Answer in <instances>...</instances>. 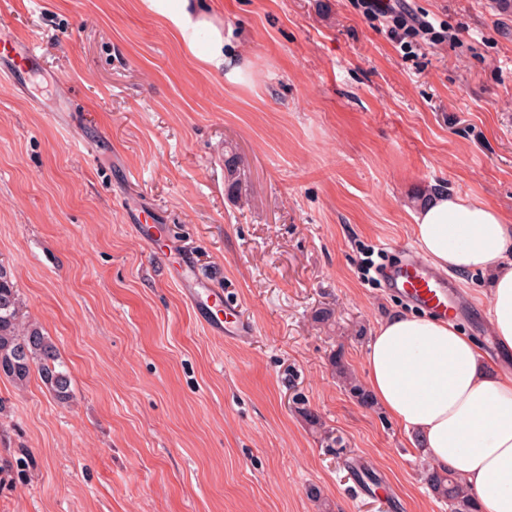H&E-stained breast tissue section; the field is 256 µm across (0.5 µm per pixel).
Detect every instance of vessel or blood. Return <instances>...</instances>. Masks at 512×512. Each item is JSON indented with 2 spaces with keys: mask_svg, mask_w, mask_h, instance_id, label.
<instances>
[{
  "mask_svg": "<svg viewBox=\"0 0 512 512\" xmlns=\"http://www.w3.org/2000/svg\"><path fill=\"white\" fill-rule=\"evenodd\" d=\"M1 64L7 66L18 80L29 72L40 70L42 66L41 58L34 48L8 35H0ZM181 259L179 285L183 297L196 310H210L214 290L207 282L196 277L197 258L194 252L182 251ZM380 276L389 292L438 319L447 318L461 302L460 294L451 288L448 277L424 265L410 248L405 249L402 261L383 268ZM207 328L227 341L237 339L251 330L248 322L235 317L208 322Z\"/></svg>",
  "mask_w": 512,
  "mask_h": 512,
  "instance_id": "obj_1",
  "label": "vessel or blood"
}]
</instances>
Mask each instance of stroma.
<instances>
[{"label": "stroma", "mask_w": 512, "mask_h": 512, "mask_svg": "<svg viewBox=\"0 0 512 512\" xmlns=\"http://www.w3.org/2000/svg\"><path fill=\"white\" fill-rule=\"evenodd\" d=\"M359 2L201 0L248 64L233 84L141 0H0L43 61L25 90L0 78V265L70 377L63 400L0 377V512H448L418 440L330 358L365 379L379 321L409 311L360 268L415 246L419 196L512 217V0H404L447 32L410 45ZM172 238L251 334L206 330ZM449 279L511 373L487 277Z\"/></svg>", "instance_id": "35a3bbf8"}]
</instances>
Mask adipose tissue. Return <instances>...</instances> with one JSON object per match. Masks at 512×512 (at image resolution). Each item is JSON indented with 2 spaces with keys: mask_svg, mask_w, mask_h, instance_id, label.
Returning a JSON list of instances; mask_svg holds the SVG:
<instances>
[{
  "mask_svg": "<svg viewBox=\"0 0 512 512\" xmlns=\"http://www.w3.org/2000/svg\"><path fill=\"white\" fill-rule=\"evenodd\" d=\"M163 17L190 55L240 82L244 63L200 0H142ZM422 254L445 272L490 280L492 335L512 351V224L477 199L436 191L414 216ZM366 386L389 415L422 442L431 467L455 473L478 493L479 512H512V375L492 367L452 321L398 312L377 326Z\"/></svg>",
  "mask_w": 512,
  "mask_h": 512,
  "instance_id": "1",
  "label": "adipose tissue"
}]
</instances>
